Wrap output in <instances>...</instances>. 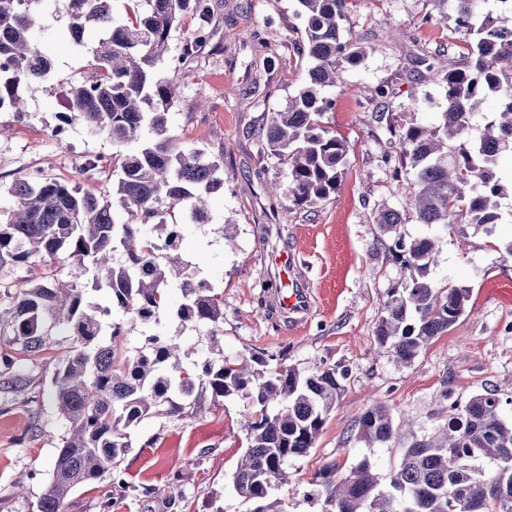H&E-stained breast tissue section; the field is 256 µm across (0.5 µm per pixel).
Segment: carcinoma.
<instances>
[{"instance_id": "obj_1", "label": "carcinoma", "mask_w": 512, "mask_h": 512, "mask_svg": "<svg viewBox=\"0 0 512 512\" xmlns=\"http://www.w3.org/2000/svg\"><path fill=\"white\" fill-rule=\"evenodd\" d=\"M126 15L115 16L109 0H67L69 26L76 40L88 27L100 37L92 49L91 76L70 86L63 121L80 119L115 147L118 177L112 197L97 196L71 182L37 171L13 184L18 206L0 220V271L5 266L31 272L18 286L0 277V376L27 395L51 374L50 399L68 423L60 438L51 478L37 512H62L74 490L112 474V487L126 496L136 491L117 472L131 447L129 429L143 419L165 415L191 418L208 401L240 396L256 405L244 422L247 448L233 476L239 496L253 512H283L272 498L287 481L285 466L315 447L330 412L343 392L344 373L323 367L305 374L294 366L267 375L255 360H224V304L214 288L193 286L198 270L176 255L179 225L162 219L165 205H181L189 223L209 224L207 198L221 188L224 157L190 148L170 131L169 110L180 86L162 71L176 72L198 58L214 36L210 0H129ZM304 37L291 42L309 60L308 82L272 113L264 128L265 149L287 161V180L273 190L302 204H316L336 193L347 155L346 143L322 125L331 101L322 96L342 71L362 62L369 47L344 37L351 0H297ZM496 13L478 9V0H453V33L464 42L463 60L443 63V53L416 59L443 85L446 107L436 122L391 131L402 162L412 174L408 206L419 224L436 232L407 239L402 215L389 209L376 224L393 235L395 262L409 279L391 288L375 330V341L396 362L410 364L434 337L465 313L470 288H437L428 270L440 240L458 217L488 228L498 223L496 198L504 192L497 177L503 155L512 153V0H495ZM42 0H0V104L21 116L25 101L15 94L22 82H47L53 61L32 43ZM196 20L181 53L168 56L171 34L185 16ZM495 100L493 112L483 111ZM152 226L156 234L145 233ZM122 259L116 260V253ZM75 265L72 279L56 267ZM179 279L183 300L176 317L206 326L211 351L192 367L183 363L176 338L150 334L135 355L123 348L124 323L113 311L130 315L145 328L161 323L167 288ZM106 290L101 302L90 291ZM109 325V340L99 339ZM69 337L61 346L59 337ZM447 423L403 449L389 486L379 487L371 464L357 463L347 478L335 463L317 473L322 512H512V421L500 412L496 394L477 392L451 405ZM361 439L386 443L408 421L394 422L374 403L356 418ZM495 467L484 470L482 461Z\"/></svg>"}]
</instances>
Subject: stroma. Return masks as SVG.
I'll return each mask as SVG.
<instances>
[{
	"mask_svg": "<svg viewBox=\"0 0 512 512\" xmlns=\"http://www.w3.org/2000/svg\"><path fill=\"white\" fill-rule=\"evenodd\" d=\"M211 3L216 35L179 72L181 94L169 120L186 145L223 156L224 184L210 198L211 223H187L179 205L168 208L166 221L182 227V258L220 286L226 360L255 357L267 372L283 364L305 371L324 364L344 372V391L315 447L289 462L287 484L273 491L285 512H320L313 481L324 464L338 463L346 472L370 459L384 486L411 440L407 433L382 445L360 439L354 420L372 403L384 404L394 421L430 431L445 424L451 404L494 390L503 417L512 419V253L506 250L512 194L500 199L501 218L491 230L463 218L449 227L428 278L440 288L470 287V301L457 323L411 364H396L377 347L374 331L388 290L409 273L393 261V239L373 218L384 209L403 212L400 231L408 238L428 228L403 211L408 178L394 174L400 149L387 127L429 124L445 108L444 88L419 78L413 62L422 50L439 47L461 58L452 9H439L435 0H351L346 35L370 51L324 92L334 106L323 120L348 152L336 193L309 206L268 193L271 183L284 181L287 166L267 155L262 140L271 112L307 83V59L288 46L289 36L302 29L297 0ZM429 12L440 13V20L423 23ZM33 38L50 53L54 77L20 84L24 118L0 112L1 215L15 209L11 187L32 170L74 180L87 157L113 152L106 136L91 135L81 121H61L68 86L90 75L97 31L87 30L75 43L65 0H43ZM265 41L280 56L266 73L253 65ZM383 85L389 97L374 96ZM61 124L66 137L59 141L53 131ZM281 249L293 253V270L270 266L268 254ZM268 278L284 290L298 281L312 290L314 305L301 324L290 323L280 305L262 302ZM157 332L176 337L189 363L208 355L204 327L169 314ZM253 410L251 400L229 397L187 420L153 416L131 427L133 446L118 468L136 492L115 499L111 512H167L166 501L176 493L184 498L183 512H252V503L236 493L233 474L247 447L243 424ZM65 431L48 398L26 407L0 393V512H35ZM180 472L191 474V481L178 485Z\"/></svg>",
	"mask_w": 512,
	"mask_h": 512,
	"instance_id": "stroma-1",
	"label": "stroma"
}]
</instances>
